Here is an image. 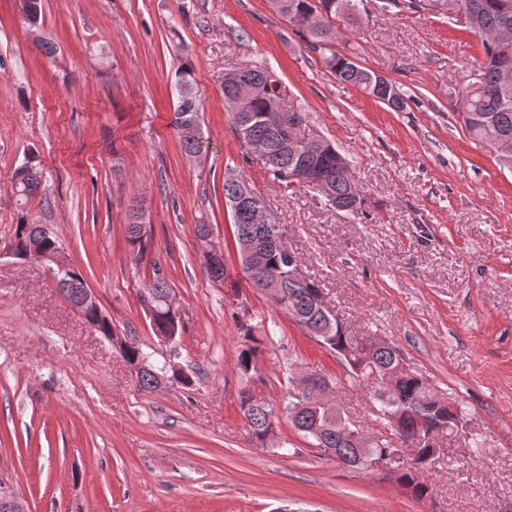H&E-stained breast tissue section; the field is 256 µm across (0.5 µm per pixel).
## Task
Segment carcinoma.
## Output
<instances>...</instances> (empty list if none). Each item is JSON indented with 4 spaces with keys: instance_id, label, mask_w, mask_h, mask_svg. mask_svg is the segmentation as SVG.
<instances>
[{
    "instance_id": "cac0c4a2",
    "label": "carcinoma",
    "mask_w": 512,
    "mask_h": 512,
    "mask_svg": "<svg viewBox=\"0 0 512 512\" xmlns=\"http://www.w3.org/2000/svg\"><path fill=\"white\" fill-rule=\"evenodd\" d=\"M268 3L278 17L284 19L296 15L308 23L305 27L308 48L321 56L324 68L337 80L361 89L395 112L405 110L407 100L396 83L389 81L383 87L378 86L375 72L357 64L352 56L334 49L338 39L337 14H343L351 24L358 22L353 13L354 0H268ZM19 4L23 16L36 24L41 17V0H19ZM429 6L448 14L463 15L470 32L480 37L482 43L483 56L474 65V82L460 95V108L469 136L487 146L500 134L512 136V84L506 86L501 82V68L512 67V52L505 53L500 45L485 38L499 26L512 27V0H429ZM241 75L264 86L274 72L260 65L225 70L221 81L225 103H230L236 78ZM173 86L177 105L172 127L180 129L185 120L200 122V101L191 65L186 63L178 68ZM285 111L287 108L280 97L264 94L256 97L245 111L230 112L234 133L241 146L247 151L253 141L265 146L261 160L270 182L286 188L293 185L314 188L325 184L334 194L332 206L352 213L359 210L362 206L359 186L345 157L334 145L323 140L317 143L314 152L298 155L288 137L287 127L279 118V113ZM25 164L26 167L15 169L14 189L17 196L26 200L39 192L43 173L36 163V156H27ZM244 194L254 203L265 206L264 197L246 177L241 175L224 181L226 200ZM143 214L142 206L134 205L127 225V243L137 257L143 253L147 242V235L141 233L140 228ZM231 218L233 246L246 280H251V276L242 245L255 242L264 248V269L267 278L276 284L277 295L272 306L289 317L307 336H319V344L342 361L348 381L370 390L379 403L377 414L388 422L389 428L381 435L367 437L362 445L350 441L342 434V429L350 423L321 406L314 397L315 388L300 391L295 385L288 389L287 404L283 408L287 419L310 440L317 452L333 457L351 471L366 472L368 464L379 460L388 464L394 460L398 449H412L410 462L397 466L390 476L415 499L427 498L430 487L421 480L420 472L438 456V451L429 443L427 427L446 425L456 419L457 415L451 413L454 405L422 375L403 373L393 350L375 348L366 337L353 336L338 324L328 323L320 308V285L311 279L295 281L290 277V264L296 255L289 254L280 228L271 224H251L240 213L231 214ZM11 248L17 256H26L34 249L58 256L66 265L65 269L56 270L62 296L73 302L82 299L83 273L70 262L47 225L33 222L16 225ZM171 294L172 289L160 265L154 264L152 277L143 289L142 302L146 313L151 315L150 324L158 338L167 339L179 334L180 316L171 310ZM86 317L101 336H111L116 331L112 319L103 313L98 303L88 307ZM236 326L240 339L236 359L241 382L238 406L251 426L252 437L263 446L275 436L279 424L274 405L261 396L254 385L260 380L257 366L262 354L268 350L270 336L249 318L236 317ZM119 353L134 369L140 386L147 392L173 382L189 383L174 363L156 364L152 354L134 341L122 345Z\"/></svg>"
}]
</instances>
